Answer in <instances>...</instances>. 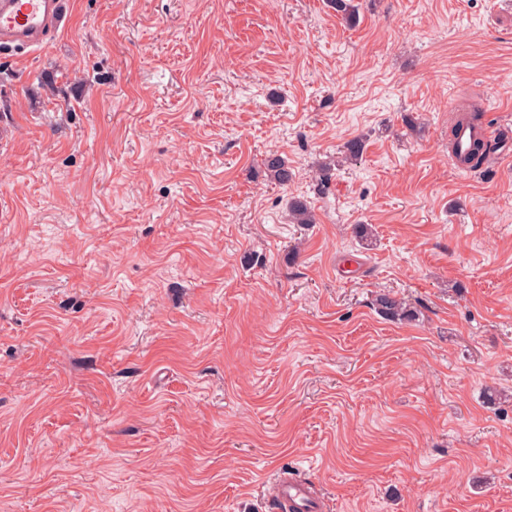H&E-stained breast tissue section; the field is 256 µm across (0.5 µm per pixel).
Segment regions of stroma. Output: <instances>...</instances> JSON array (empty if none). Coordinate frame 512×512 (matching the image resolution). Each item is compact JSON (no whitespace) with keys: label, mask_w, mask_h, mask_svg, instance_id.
I'll return each mask as SVG.
<instances>
[{"label":"stroma","mask_w":512,"mask_h":512,"mask_svg":"<svg viewBox=\"0 0 512 512\" xmlns=\"http://www.w3.org/2000/svg\"><path fill=\"white\" fill-rule=\"evenodd\" d=\"M359 2L71 0L0 54V512H273L282 471L512 512V147L448 153L452 105L512 125V0ZM340 152L341 153L336 156V160L322 165L320 169L321 183H326L328 181V175L332 170H334V168H336V170H341L345 167L357 164L363 153V140L358 137L347 140L341 147ZM374 305L378 311L392 319L413 320L414 314L390 293H380L374 299Z\"/></svg>","instance_id":"stroma-1"}]
</instances>
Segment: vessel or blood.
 Here are the masks:
<instances>
[{
	"label": "vessel or blood",
	"mask_w": 512,
	"mask_h": 512,
	"mask_svg": "<svg viewBox=\"0 0 512 512\" xmlns=\"http://www.w3.org/2000/svg\"><path fill=\"white\" fill-rule=\"evenodd\" d=\"M67 10L66 0H0V47L36 51L58 34ZM275 500L293 512H319L321 501L310 484L280 476L272 486Z\"/></svg>",
	"instance_id": "vessel-or-blood-1"
}]
</instances>
